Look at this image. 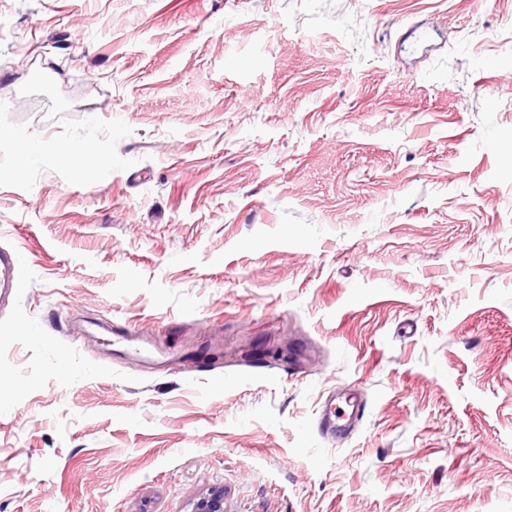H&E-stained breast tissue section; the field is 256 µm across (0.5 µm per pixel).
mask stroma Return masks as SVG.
Wrapping results in <instances>:
<instances>
[{
  "label": "stroma",
  "mask_w": 512,
  "mask_h": 512,
  "mask_svg": "<svg viewBox=\"0 0 512 512\" xmlns=\"http://www.w3.org/2000/svg\"><path fill=\"white\" fill-rule=\"evenodd\" d=\"M9 247L0 512H512V0H0ZM21 279V257L16 250H0V297L14 292ZM345 408H340L334 405L332 407V403L330 407L325 410L323 415L320 418V422L318 424V430L322 434H331L336 438V433H342L345 431V424L342 425L339 423V420L346 416L349 422H360L364 416L365 412V404L361 401L358 393L353 390L351 393H348L344 399Z\"/></svg>",
  "instance_id": "obj_1"
}]
</instances>
